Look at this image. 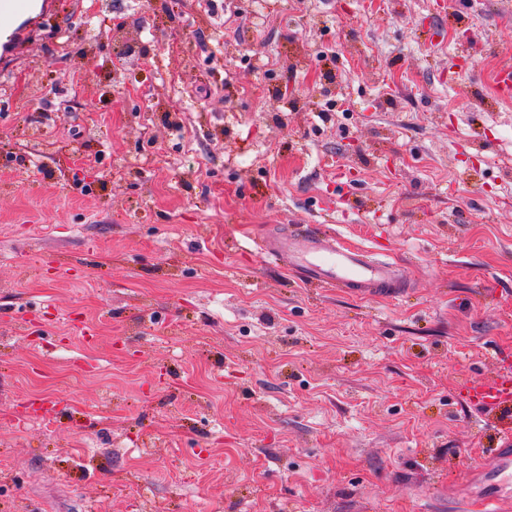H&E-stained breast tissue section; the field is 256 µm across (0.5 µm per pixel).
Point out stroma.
<instances>
[{
    "instance_id": "35a3bbf8",
    "label": "stroma",
    "mask_w": 512,
    "mask_h": 512,
    "mask_svg": "<svg viewBox=\"0 0 512 512\" xmlns=\"http://www.w3.org/2000/svg\"><path fill=\"white\" fill-rule=\"evenodd\" d=\"M510 55L512 0H43L0 51V512H456ZM307 224L405 288L259 254Z\"/></svg>"
}]
</instances>
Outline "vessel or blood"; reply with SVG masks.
I'll use <instances>...</instances> for the list:
<instances>
[{
    "label": "vessel or blood",
    "mask_w": 512,
    "mask_h": 512,
    "mask_svg": "<svg viewBox=\"0 0 512 512\" xmlns=\"http://www.w3.org/2000/svg\"><path fill=\"white\" fill-rule=\"evenodd\" d=\"M262 255L287 261L305 283L372 296L397 292L399 269L389 261L373 260L365 250L341 246L336 238L312 229H293L262 238ZM470 402L487 413L512 412V359L503 358L495 376L466 385ZM469 501L475 512H487L512 502V434L503 433L488 455V465Z\"/></svg>",
    "instance_id": "1"
}]
</instances>
